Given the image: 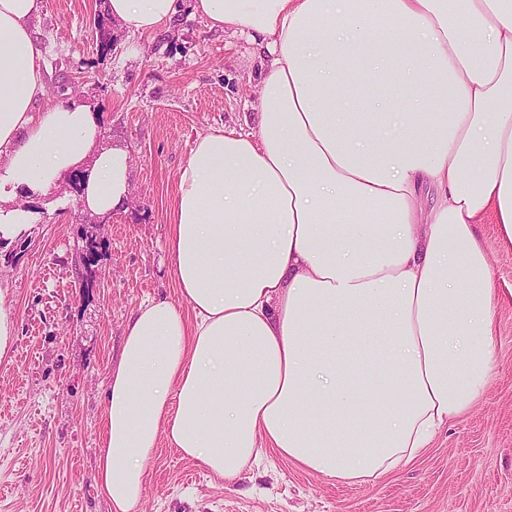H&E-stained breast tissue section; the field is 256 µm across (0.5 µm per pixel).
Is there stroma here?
<instances>
[{"label":"stroma","instance_id":"1","mask_svg":"<svg viewBox=\"0 0 512 512\" xmlns=\"http://www.w3.org/2000/svg\"><path fill=\"white\" fill-rule=\"evenodd\" d=\"M40 4L47 98L99 115V147L130 154L132 192L99 232L89 279L76 266L97 217L81 210L69 177L34 199L31 238L0 245L16 322L12 359L0 364V512H109L96 484L109 362L143 300L179 297L166 252L179 170L198 135L251 121L260 56L209 29L191 0L168 29L143 36L112 20L104 0ZM479 238L497 295L495 376L420 457L362 485L266 450L224 482L163 446L141 512H512V245L489 222Z\"/></svg>","mask_w":512,"mask_h":512}]
</instances>
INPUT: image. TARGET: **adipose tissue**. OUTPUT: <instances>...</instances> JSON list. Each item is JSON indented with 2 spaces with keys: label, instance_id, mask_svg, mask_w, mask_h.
<instances>
[{
  "label": "adipose tissue",
  "instance_id": "adipose-tissue-1",
  "mask_svg": "<svg viewBox=\"0 0 512 512\" xmlns=\"http://www.w3.org/2000/svg\"><path fill=\"white\" fill-rule=\"evenodd\" d=\"M265 59L248 130L200 135L166 250L178 300L127 324L109 372L97 487L139 512L160 443L236 480L263 448L330 479L411 463L495 373L496 302L476 234L512 244V0H193ZM130 34L180 0H106ZM0 0V241L19 196L94 162L83 203L131 188L92 110L48 103L32 21Z\"/></svg>",
  "mask_w": 512,
  "mask_h": 512
}]
</instances>
